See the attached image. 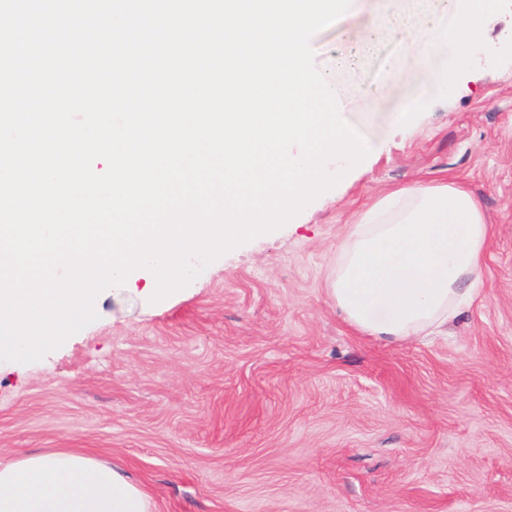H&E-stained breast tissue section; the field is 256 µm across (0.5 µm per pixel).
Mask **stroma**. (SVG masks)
Here are the masks:
<instances>
[{
    "label": "stroma",
    "mask_w": 512,
    "mask_h": 512,
    "mask_svg": "<svg viewBox=\"0 0 512 512\" xmlns=\"http://www.w3.org/2000/svg\"><path fill=\"white\" fill-rule=\"evenodd\" d=\"M420 9L361 0L311 39L370 148L334 188L163 301L140 270L43 359L0 362V463L89 454L153 512H512V0L460 58L405 47ZM449 181L491 226L479 299L443 335L356 333L331 292L347 228Z\"/></svg>",
    "instance_id": "1"
}]
</instances>
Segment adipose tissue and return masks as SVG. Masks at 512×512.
Instances as JSON below:
<instances>
[{"instance_id":"1","label":"adipose tissue","mask_w":512,"mask_h":512,"mask_svg":"<svg viewBox=\"0 0 512 512\" xmlns=\"http://www.w3.org/2000/svg\"><path fill=\"white\" fill-rule=\"evenodd\" d=\"M491 0H463L462 32L436 25L429 45L466 51ZM489 239L479 202L452 183L392 191L365 210L336 258L332 294L357 332L390 341L433 332L479 294ZM0 512H152L124 472L76 452L0 463Z\"/></svg>"}]
</instances>
